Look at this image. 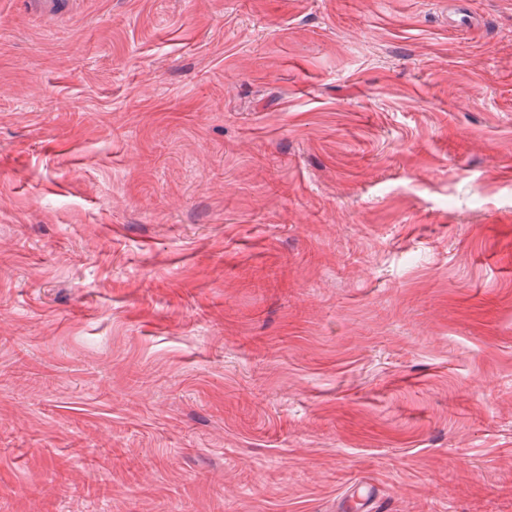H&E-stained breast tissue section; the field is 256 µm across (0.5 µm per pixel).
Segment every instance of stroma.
Returning <instances> with one entry per match:
<instances>
[{
	"label": "stroma",
	"instance_id": "obj_1",
	"mask_svg": "<svg viewBox=\"0 0 512 512\" xmlns=\"http://www.w3.org/2000/svg\"><path fill=\"white\" fill-rule=\"evenodd\" d=\"M0 0V512H512V0Z\"/></svg>",
	"mask_w": 512,
	"mask_h": 512
}]
</instances>
